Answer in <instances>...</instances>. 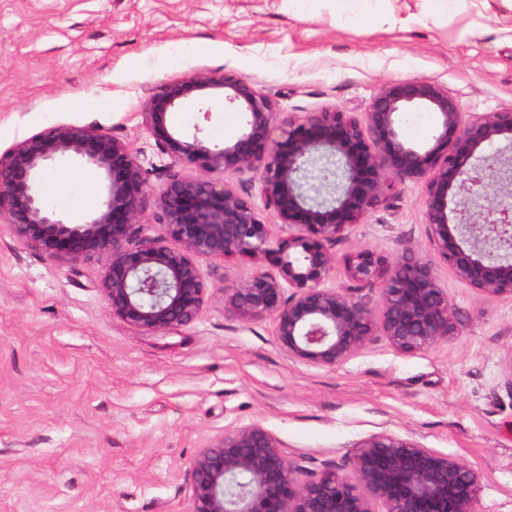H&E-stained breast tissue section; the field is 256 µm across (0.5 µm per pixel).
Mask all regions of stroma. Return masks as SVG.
Returning a JSON list of instances; mask_svg holds the SVG:
<instances>
[{"label":"stroma","mask_w":512,"mask_h":512,"mask_svg":"<svg viewBox=\"0 0 512 512\" xmlns=\"http://www.w3.org/2000/svg\"><path fill=\"white\" fill-rule=\"evenodd\" d=\"M474 14L410 30L291 0H0V153L52 125H93L130 144L152 185L171 168L142 122L147 88L196 72L248 77L277 111H366L386 83L425 78L465 112L512 107V37ZM246 116L214 91L170 114L182 132L235 142ZM437 115L412 107L403 140L428 146ZM423 188L406 183L331 247L429 254ZM199 319L167 334L113 317L97 258L54 262L0 223V512H190V464L224 431L260 425L305 477L389 431L454 455L481 481L478 512H512V298L445 265L456 330L428 350L384 337L345 363L290 358L271 320L224 317L223 282L249 264L200 258Z\"/></svg>","instance_id":"stroma-1"}]
</instances>
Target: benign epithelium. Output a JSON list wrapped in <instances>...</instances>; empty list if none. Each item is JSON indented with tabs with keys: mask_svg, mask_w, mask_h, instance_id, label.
<instances>
[{
	"mask_svg": "<svg viewBox=\"0 0 512 512\" xmlns=\"http://www.w3.org/2000/svg\"><path fill=\"white\" fill-rule=\"evenodd\" d=\"M215 89L247 114L241 138L212 145L168 126V112ZM414 105L437 114L428 148L396 130L397 115ZM141 116L163 153L196 177L171 172L155 187L128 143L91 126L53 125L0 154V223L53 261L104 258L108 308L137 329L166 333L201 315L208 284L199 257L253 263L219 287L224 317L271 320L288 358L320 368L345 363L377 336L401 353L448 340L454 314L438 262L485 295L512 297V108L463 112L441 85L412 78L384 86L359 116L325 108L283 117L247 77L196 72L150 88ZM501 142L510 155L481 153ZM64 159L95 167L106 182L105 199L82 224L45 203L48 165ZM246 171L278 219L277 236L228 183ZM214 172L227 180L214 181ZM408 181L423 186L433 256L406 248L389 261L358 249L345 259L349 285L326 286L331 244ZM149 199L179 246L141 235ZM270 257L277 275L260 265ZM365 290L377 294V308ZM189 476L190 512H377V504L382 512H477L480 492L479 475L462 460L390 432L357 441L342 462L304 479L270 432L240 427L200 449Z\"/></svg>",
	"mask_w": 512,
	"mask_h": 512,
	"instance_id": "1",
	"label": "benign epithelium"
}]
</instances>
